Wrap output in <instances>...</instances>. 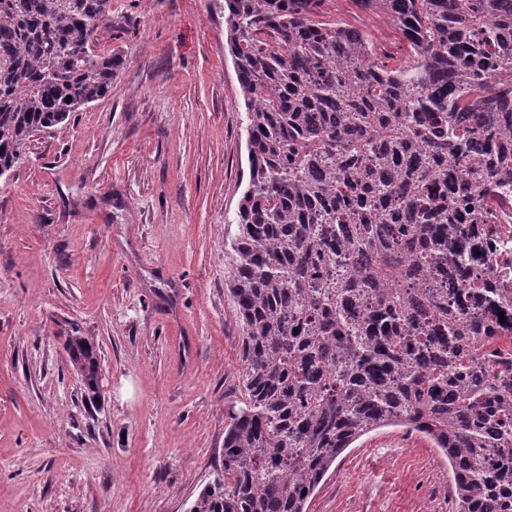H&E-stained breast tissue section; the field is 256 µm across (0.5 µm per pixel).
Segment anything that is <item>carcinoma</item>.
Returning a JSON list of instances; mask_svg holds the SVG:
<instances>
[{"label": "carcinoma", "mask_w": 512, "mask_h": 512, "mask_svg": "<svg viewBox=\"0 0 512 512\" xmlns=\"http://www.w3.org/2000/svg\"><path fill=\"white\" fill-rule=\"evenodd\" d=\"M326 0H224L248 180L225 285L244 405L188 512H307L361 436L402 427L448 462L456 512H512V0H354L411 56L380 60ZM112 0H0V178L103 98ZM71 100H66V97ZM505 322H499L498 313ZM100 397V363L67 337Z\"/></svg>", "instance_id": "carcinoma-1"}]
</instances>
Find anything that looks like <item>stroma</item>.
Instances as JSON below:
<instances>
[{
	"label": "stroma",
	"mask_w": 512,
	"mask_h": 512,
	"mask_svg": "<svg viewBox=\"0 0 512 512\" xmlns=\"http://www.w3.org/2000/svg\"><path fill=\"white\" fill-rule=\"evenodd\" d=\"M218 0H112L106 97L0 179V512H186L246 400L225 286L247 177L244 104ZM325 18L403 59L398 30ZM89 337V401L66 336ZM308 512H455L448 464L397 427L362 436Z\"/></svg>",
	"instance_id": "1"
}]
</instances>
